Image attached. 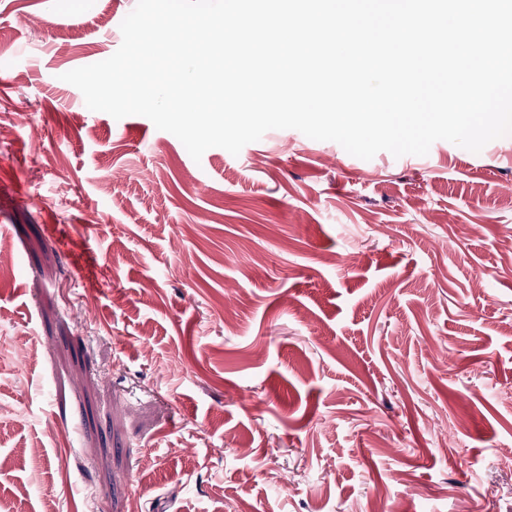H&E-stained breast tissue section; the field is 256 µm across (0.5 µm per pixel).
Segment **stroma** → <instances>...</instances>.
<instances>
[{
    "label": "stroma",
    "mask_w": 512,
    "mask_h": 512,
    "mask_svg": "<svg viewBox=\"0 0 512 512\" xmlns=\"http://www.w3.org/2000/svg\"><path fill=\"white\" fill-rule=\"evenodd\" d=\"M135 5L0 0V500L512 512V135L194 161L61 79Z\"/></svg>",
    "instance_id": "1"
}]
</instances>
